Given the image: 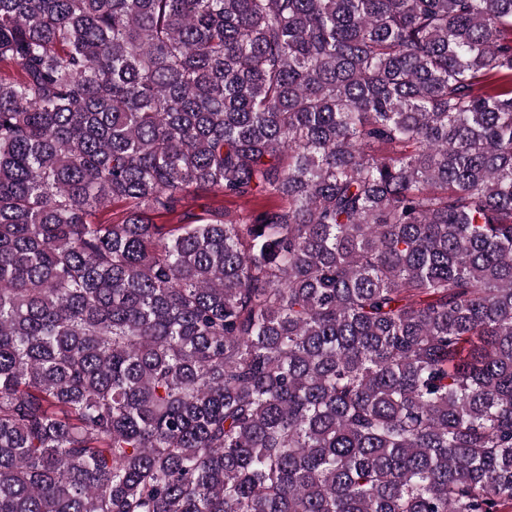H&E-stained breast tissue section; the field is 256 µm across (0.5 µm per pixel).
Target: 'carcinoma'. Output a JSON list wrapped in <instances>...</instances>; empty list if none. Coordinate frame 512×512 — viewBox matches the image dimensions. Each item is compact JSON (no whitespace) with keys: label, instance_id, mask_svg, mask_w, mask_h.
I'll list each match as a JSON object with an SVG mask.
<instances>
[{"label":"carcinoma","instance_id":"obj_1","mask_svg":"<svg viewBox=\"0 0 512 512\" xmlns=\"http://www.w3.org/2000/svg\"><path fill=\"white\" fill-rule=\"evenodd\" d=\"M2 64L0 512H512V0H0ZM273 204H277V202L257 200L247 203L244 200H223L222 196H216L209 191L191 190L190 194L187 196V204L184 209L190 210V212L199 216H206L209 210L221 205H224V210L231 214H236L252 207Z\"/></svg>","mask_w":512,"mask_h":512}]
</instances>
